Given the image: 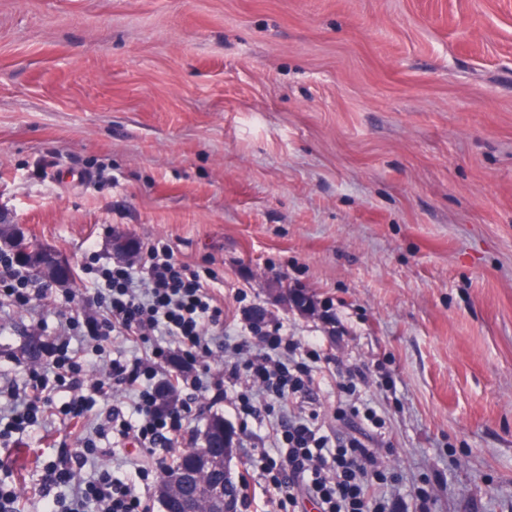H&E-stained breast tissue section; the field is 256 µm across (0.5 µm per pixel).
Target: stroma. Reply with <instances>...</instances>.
<instances>
[{
  "instance_id": "35a3bbf8",
  "label": "stroma",
  "mask_w": 512,
  "mask_h": 512,
  "mask_svg": "<svg viewBox=\"0 0 512 512\" xmlns=\"http://www.w3.org/2000/svg\"><path fill=\"white\" fill-rule=\"evenodd\" d=\"M0 219L73 272L0 297V380L101 316L87 246L112 266L114 233L161 239L214 272L230 340L260 310L317 346L288 410L374 448L395 512L420 487L431 512H512V0H0ZM350 380L381 428L337 417ZM129 407L112 391L85 424ZM216 414L248 512H282L255 470L269 422L204 399L182 448ZM47 429L0 446L24 512L81 454ZM93 439L76 479L125 474Z\"/></svg>"
}]
</instances>
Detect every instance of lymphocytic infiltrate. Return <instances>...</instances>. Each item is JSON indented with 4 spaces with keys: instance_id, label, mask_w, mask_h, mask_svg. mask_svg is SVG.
<instances>
[{
    "instance_id": "obj_1",
    "label": "lymphocytic infiltrate",
    "mask_w": 512,
    "mask_h": 512,
    "mask_svg": "<svg viewBox=\"0 0 512 512\" xmlns=\"http://www.w3.org/2000/svg\"><path fill=\"white\" fill-rule=\"evenodd\" d=\"M98 276L106 286L101 296L104 318L87 327L80 319L71 318L68 334L48 342L45 364L25 369L29 390L11 391L13 408L6 414L0 412V443L35 426L42 415H62L69 428L87 418L95 400L81 392L85 365L89 356L105 357L111 332L121 333L132 343L152 335L172 336L179 342L189 372L167 371L160 354L151 360L114 359L107 378L95 384L98 392L115 384L133 397V419L117 412L108 417L118 436L135 437L140 447L166 458L203 387L192 369L207 367L213 357L211 331L223 327L224 307L211 290L210 272L191 269L162 240L148 246L138 267L120 263L100 269ZM250 329L257 350L243 342L224 345V380L217 383L211 401L230 403L238 415L255 419L277 413L272 448L259 454L257 468L286 512H296L304 496L315 500L320 512H387L388 502L378 495L377 488L387 484L388 477L378 468L373 449L356 439L333 442L322 434L317 413H288L289 396L310 392L315 384L318 350L288 336L282 326L263 329L258 318ZM81 334L92 343L90 353H70L71 336ZM242 379L247 387L240 390L236 384ZM57 389L69 391V399L55 403L53 392ZM132 471L133 482L94 479L65 497L58 490L69 486L71 469L47 467L41 485L45 512H83L89 500L100 504V512H153L148 498L135 485L136 480H148L149 469L136 465Z\"/></svg>"
}]
</instances>
